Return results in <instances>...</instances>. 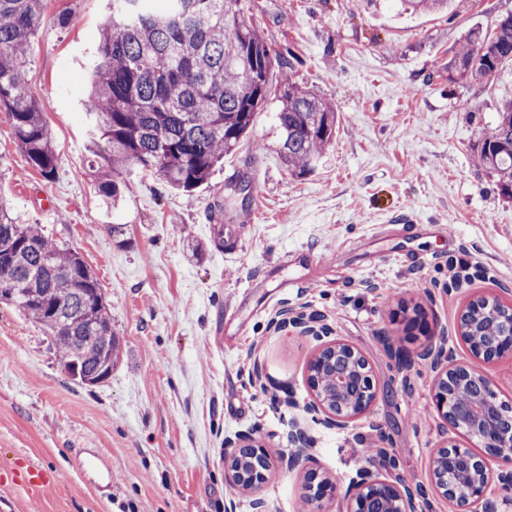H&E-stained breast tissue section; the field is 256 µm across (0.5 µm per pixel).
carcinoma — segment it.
<instances>
[{
  "mask_svg": "<svg viewBox=\"0 0 512 512\" xmlns=\"http://www.w3.org/2000/svg\"><path fill=\"white\" fill-rule=\"evenodd\" d=\"M45 0H0V109L9 111L15 139L40 174L51 179L57 155L44 106L28 93L27 47L41 23ZM241 0H112L98 29L101 62L86 78V109L98 191L112 205L121 197L115 175L134 164L165 186L191 193L246 137L266 102L269 75L289 65L247 20ZM405 11L431 12L448 0H397ZM512 61V13L495 29L469 30L448 49V81L488 80ZM279 155L300 177L331 142L333 105L288 81L277 99ZM476 158L512 199V98L497 126L476 146ZM0 302L45 329L74 381L97 386L112 375L119 340L101 288L78 253L24 224L0 202Z\"/></svg>",
  "mask_w": 512,
  "mask_h": 512,
  "instance_id": "obj_1",
  "label": "carcinoma"
}]
</instances>
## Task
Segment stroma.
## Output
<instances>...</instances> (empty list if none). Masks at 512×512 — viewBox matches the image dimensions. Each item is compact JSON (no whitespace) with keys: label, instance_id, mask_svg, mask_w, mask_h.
<instances>
[{"label":"stroma","instance_id":"obj_1","mask_svg":"<svg viewBox=\"0 0 512 512\" xmlns=\"http://www.w3.org/2000/svg\"><path fill=\"white\" fill-rule=\"evenodd\" d=\"M455 2L403 13L391 0H241L293 80L339 114L316 168L298 178L283 167L269 102L193 196L131 165L111 208L93 182L83 82L108 0H46L28 86L59 166L44 179L0 110V199L91 267L120 351L104 383L80 385L43 329L0 303V468L34 463L55 476L37 491L0 484V512H252L251 495L225 484L224 439L246 433L286 456L295 423L341 485L362 467L360 448L376 447L377 423L400 474L425 478L441 440L433 376L421 363L397 369L383 342L415 352L425 337L405 328L414 312L450 331L468 295L512 289V200L471 150L512 97V62L480 83L446 72L449 47L492 30L512 0ZM237 176L250 197L219 248L211 210ZM455 279L462 292H446ZM300 306L373 365L379 399L349 429L305 412L315 344L274 327ZM416 409L425 418L414 425ZM78 448L108 459L111 490L76 473ZM301 483L273 469L261 491L269 512H294Z\"/></svg>","mask_w":512,"mask_h":512}]
</instances>
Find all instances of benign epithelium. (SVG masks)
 <instances>
[{"label": "benign epithelium", "mask_w": 512, "mask_h": 512, "mask_svg": "<svg viewBox=\"0 0 512 512\" xmlns=\"http://www.w3.org/2000/svg\"><path fill=\"white\" fill-rule=\"evenodd\" d=\"M488 320L498 329L489 345L482 337ZM275 327H291L316 342L307 367L308 414L329 427L346 429L371 410L380 390L373 367L359 348L333 336L323 319L303 307L285 311ZM455 332L456 342L477 362L512 360V299L469 296ZM384 350L403 367L418 360L429 363L437 419L452 436L432 454L425 484L403 479L398 459L381 449L379 472L364 468L345 493V512H418V499H426L430 491L449 500L454 512H512V404L500 398L494 382L477 367L456 362L442 329L429 333L426 345L415 355L390 341L384 343ZM288 441L297 452L276 460L248 434L224 438V481L234 491L255 495V512H268L259 492L274 465L298 470L303 473V499L310 512H323L324 504L336 498L337 481L315 464L308 452L313 440L303 427L294 426Z\"/></svg>", "instance_id": "1"}]
</instances>
